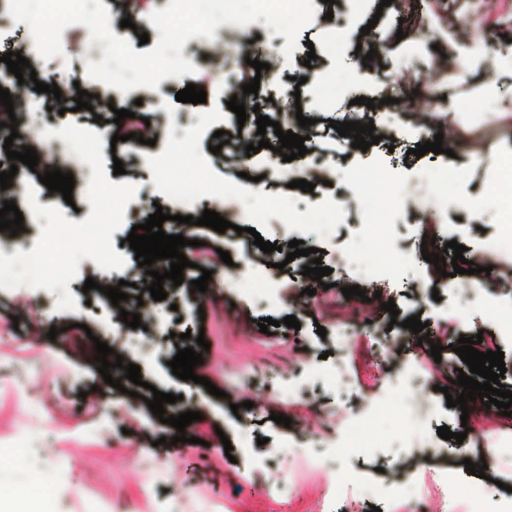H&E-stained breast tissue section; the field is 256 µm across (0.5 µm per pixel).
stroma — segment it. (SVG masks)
Here are the masks:
<instances>
[{
  "label": "stroma",
  "mask_w": 512,
  "mask_h": 512,
  "mask_svg": "<svg viewBox=\"0 0 512 512\" xmlns=\"http://www.w3.org/2000/svg\"><path fill=\"white\" fill-rule=\"evenodd\" d=\"M313 21L300 33L292 56H284L268 37L252 26H235L223 41H193L187 55L196 74L163 79L145 89L142 103L134 92L88 78L86 58L74 52L86 41L83 25L64 29V56L43 60L31 53L29 27L8 13L0 0V56L8 52L28 58L39 81L56 84L61 98H36L29 84L19 85L21 104L14 113L19 125L30 126L40 113L42 128L74 124L104 133L115 110H139L157 134L155 145L137 143L113 148L103 145L106 167L122 161L125 172L113 183H134L137 193L125 211V221L112 235L116 252L126 258L123 270L105 271L88 258L79 263L77 278L68 284L77 311H57L58 293L21 286L0 289V449L15 445L19 434L30 433L32 450L0 460V488L24 493L28 476L40 477L51 493L55 512H95L97 505L136 503L139 512H154L160 498L177 499L182 512H512V416L482 401L469 402L468 421L447 407L443 393L447 371L462 367L451 346L459 337L477 333L493 337L504 354L507 371L501 380L512 391V220L474 211V198L487 195L500 182V161L512 153V50L494 49L495 41L512 35V0H481L482 19L492 44L470 41L467 18L471 0H410L411 14L423 20L418 29H399L400 4L392 0H312ZM369 34H362V27ZM403 39H396V32ZM223 56H216V46ZM315 60H308L307 50ZM374 50L371 61L362 54ZM268 63L270 75L257 79L254 67L242 66L239 53ZM371 72L373 81L361 80ZM259 80L257 94L247 95L244 82ZM207 87L205 102L176 101L186 85ZM96 95L95 110L76 109L71 86ZM434 94L433 108H410L388 125L387 97L405 99L412 93ZM246 110L294 130L298 116L311 118L306 128V154L289 162L261 148L242 157L243 142L258 144L253 123L238 124L228 109L232 96ZM375 101V108L357 102ZM373 123L377 144L349 151L334 122ZM183 125L184 135L168 137L169 126ZM453 131L450 154L409 150L424 142L426 130ZM225 131L220 153L216 131ZM177 148L184 164L161 166L169 148ZM430 171L428 190L415 191L422 171ZM260 178L264 196L251 209H240L234 196L242 173ZM370 178L387 188L380 199L361 184ZM315 179L313 191L294 188L298 179ZM221 200L220 214L229 221L225 232L170 220V213L201 217ZM301 201L303 210L292 208ZM168 216L166 234L205 242L208 254L228 251L231 264L214 265L211 296L201 301L191 283L196 268H185L180 286H166L167 297L150 301L139 328L122 322L120 310H131L133 297L146 295L145 268L139 267L126 238L133 225L144 223L155 209ZM278 244L264 253L255 237ZM465 246L464 257L489 268L484 290L460 304V288L470 275H456L453 287L434 264L422 256L424 237ZM321 249V264L331 270L322 282L303 276L309 262L300 256L287 260L282 246L291 240ZM373 267L359 279L348 260L350 253ZM117 286L126 281L128 301L114 307L97 286L85 290L86 279ZM313 288L301 294L299 284ZM357 285L364 297L345 298L343 288ZM265 294L258 304L256 294ZM394 300L399 325H392L381 304ZM420 315L430 330L439 332L443 347L433 359L429 345L419 344L402 322ZM295 316L299 329L284 326ZM275 322L261 333L259 319ZM352 325L354 339L340 349L337 336ZM325 335H318L317 327ZM56 338H49L50 328ZM210 344L196 376L220 389L212 396L205 386L174 376L168 365L178 350L196 347V334ZM137 337L145 353L130 351L128 337ZM106 342L124 363L139 366L145 389L133 397L134 383L121 388L106 384L97 370L95 341ZM343 366L353 387L338 390L332 380ZM419 371L431 385L426 397L431 410L414 415L415 392L402 384L404 374ZM306 381L304 392L289 393L293 379ZM177 395L165 404L167 414L200 412L186 430V442L170 444L176 428L161 423L146 404L154 391ZM374 415L362 419L364 408ZM290 418L284 426L271 413ZM354 422L346 447H337L340 423ZM466 431L463 442L438 436V427ZM336 445L335 467L356 474L358 484H331L313 469L297 445L309 440ZM399 441L396 453L387 445ZM232 452H225V445ZM462 445L464 459L450 457L449 448ZM492 454L495 464L484 477L465 469ZM162 469L158 482L146 484L137 463ZM291 476L296 491L285 497L269 493L275 473ZM410 475L415 496L411 503L386 501L375 487ZM448 474L458 486L457 498L440 494L439 478Z\"/></svg>",
  "instance_id": "obj_1"
}]
</instances>
